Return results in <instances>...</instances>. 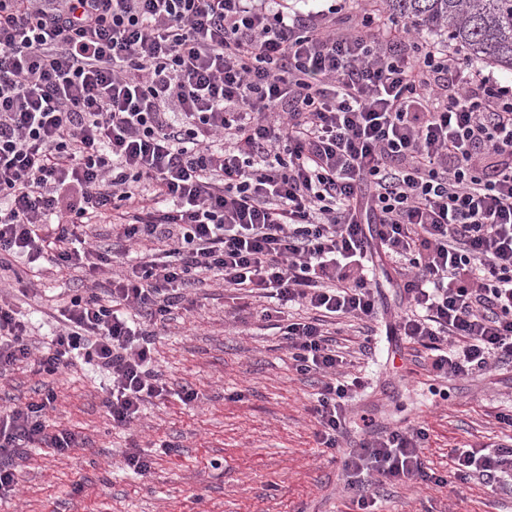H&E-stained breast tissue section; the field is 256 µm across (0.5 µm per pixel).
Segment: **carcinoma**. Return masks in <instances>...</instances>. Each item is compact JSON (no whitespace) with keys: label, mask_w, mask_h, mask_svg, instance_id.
<instances>
[{"label":"carcinoma","mask_w":512,"mask_h":512,"mask_svg":"<svg viewBox=\"0 0 512 512\" xmlns=\"http://www.w3.org/2000/svg\"><path fill=\"white\" fill-rule=\"evenodd\" d=\"M385 13L412 21L421 35H448L465 60L512 71V0H380Z\"/></svg>","instance_id":"obj_1"}]
</instances>
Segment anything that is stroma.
Listing matches in <instances>:
<instances>
[{
    "label": "stroma",
    "mask_w": 512,
    "mask_h": 512,
    "mask_svg": "<svg viewBox=\"0 0 512 512\" xmlns=\"http://www.w3.org/2000/svg\"><path fill=\"white\" fill-rule=\"evenodd\" d=\"M5 266L35 288L18 296L30 337L47 341L59 300L84 283L78 269ZM382 319L342 327L336 349L363 377L349 404L353 419L368 416L374 431L422 426L428 479L384 482L374 491L382 512H512V486L452 478L453 448L504 442L499 414L512 411V364L446 380L431 369V351L399 341L389 353L383 319L400 310L383 285ZM190 308L174 306L155 338L154 365L169 394L147 403L133 426L116 427L105 405L110 378L76 363L53 375L19 364L0 378V406L54 390L52 429L81 432L78 447L57 455L34 449L16 460L18 492L0 512H358L344 487L345 449L364 431L350 429L339 448L318 444L309 412L317 377L300 372L283 335L286 317L267 318L261 301L215 282L196 284ZM199 392L183 404L182 388ZM172 443L164 451L163 443ZM138 444L152 461L145 474L124 460Z\"/></svg>",
    "instance_id": "35a3bbf8"
}]
</instances>
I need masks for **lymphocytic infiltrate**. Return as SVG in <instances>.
Masks as SVG:
<instances>
[{"label":"lymphocytic infiltrate","mask_w":512,"mask_h":512,"mask_svg":"<svg viewBox=\"0 0 512 512\" xmlns=\"http://www.w3.org/2000/svg\"><path fill=\"white\" fill-rule=\"evenodd\" d=\"M109 221L115 244L94 242ZM89 274L35 347L0 289V376L77 360L112 379V424L167 388L157 325L200 275L311 315L284 333L320 377V445L356 422L360 379L328 343L377 319L384 255L402 280L387 323L451 380L512 362V84L361 12L355 30L284 0H0V254ZM57 400L0 411V500L26 448L64 453ZM422 427L350 448L345 484L372 512L378 479L426 477ZM455 475L512 483V444L465 445Z\"/></svg>","instance_id":"1"}]
</instances>
